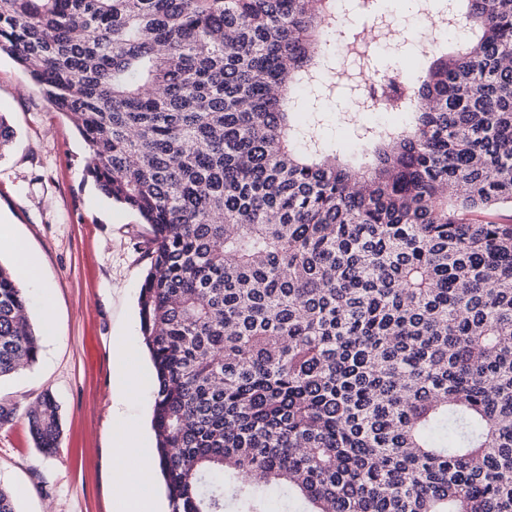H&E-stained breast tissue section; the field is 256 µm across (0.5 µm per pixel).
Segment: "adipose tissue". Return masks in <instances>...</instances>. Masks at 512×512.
<instances>
[{"label":"adipose tissue","mask_w":512,"mask_h":512,"mask_svg":"<svg viewBox=\"0 0 512 512\" xmlns=\"http://www.w3.org/2000/svg\"><path fill=\"white\" fill-rule=\"evenodd\" d=\"M113 483L124 491L118 512H156L155 499L148 488L153 482L155 461L135 424L119 419L112 433ZM137 468H130V461Z\"/></svg>","instance_id":"ef3b65f1"}]
</instances>
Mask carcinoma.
<instances>
[{"label": "carcinoma", "mask_w": 512, "mask_h": 512, "mask_svg": "<svg viewBox=\"0 0 512 512\" xmlns=\"http://www.w3.org/2000/svg\"><path fill=\"white\" fill-rule=\"evenodd\" d=\"M407 3L471 38L355 166L320 113L382 74L336 0H0V49L149 226L170 512H512V0ZM38 354L0 265V379ZM25 417L54 454V396Z\"/></svg>", "instance_id": "obj_1"}]
</instances>
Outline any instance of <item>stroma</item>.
Wrapping results in <instances>:
<instances>
[{
  "label": "stroma",
  "mask_w": 512,
  "mask_h": 512,
  "mask_svg": "<svg viewBox=\"0 0 512 512\" xmlns=\"http://www.w3.org/2000/svg\"><path fill=\"white\" fill-rule=\"evenodd\" d=\"M0 114L14 130L0 152V220L24 238L43 277L42 288L26 291L34 327L42 325V290L55 301L54 338L41 339L35 364L0 382V398L19 410L0 425V485L15 494L18 512H116L114 413L146 423L154 402L150 363L142 365L141 389L124 399L112 369L114 338L144 349L138 297L149 267L146 226L101 193L74 126L2 50ZM46 391L61 422L51 457L35 448L24 416Z\"/></svg>",
  "instance_id": "1"
}]
</instances>
